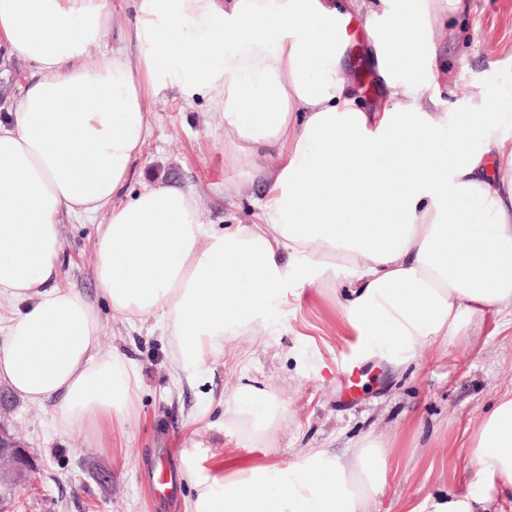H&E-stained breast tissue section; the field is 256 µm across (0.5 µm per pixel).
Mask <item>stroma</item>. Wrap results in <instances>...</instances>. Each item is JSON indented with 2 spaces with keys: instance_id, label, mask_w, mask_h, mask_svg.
<instances>
[{
  "instance_id": "1",
  "label": "stroma",
  "mask_w": 512,
  "mask_h": 512,
  "mask_svg": "<svg viewBox=\"0 0 512 512\" xmlns=\"http://www.w3.org/2000/svg\"><path fill=\"white\" fill-rule=\"evenodd\" d=\"M383 9L382 0H366L364 11L352 15L354 55L346 63L368 106L380 99L381 83L365 21ZM438 26L436 61L420 59L398 72V79L431 84L449 112L462 111L467 83H480L488 111L501 121L499 134L511 137L512 0H472L469 15L442 14ZM145 110L151 136L134 165L132 188L146 180L173 181L199 195L207 223L221 228L256 221L266 187L250 179L245 164L230 159L209 103L168 87L149 97ZM95 230V222L82 218L62 226L69 280L97 300ZM268 318L274 336L225 343L190 384L172 374L166 338L148 335L141 322L113 320L108 307H101L103 349L126 353L142 375L138 413L125 427L106 424L91 438L80 429L60 433L50 409L12 398L0 411V424L35 458L29 479L11 492L13 512H157L147 486L156 449H174L181 459L194 455L205 467L226 448L251 453V446L224 433L220 406L246 380L275 385L288 405L265 443L282 461H293L301 448L342 453L367 435L399 436L372 512H404L408 501L476 490L469 432L512 386L511 323L486 316L474 335L427 346L397 371L367 365L363 387L352 398L341 381L351 347L337 336L332 310L276 300Z\"/></svg>"
}]
</instances>
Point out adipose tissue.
<instances>
[{"label": "adipose tissue", "mask_w": 512, "mask_h": 512, "mask_svg": "<svg viewBox=\"0 0 512 512\" xmlns=\"http://www.w3.org/2000/svg\"><path fill=\"white\" fill-rule=\"evenodd\" d=\"M443 9L388 0L372 34L386 91L368 109L328 24L334 0H134L129 20L112 0H0V54L36 74L0 114V297L12 306L0 381L51 407L62 433L134 413L140 374L102 350L96 304L62 284V221L80 214L105 217L93 268L113 318H153L189 382L227 338L267 333L268 305L286 295L331 297L355 357L396 369L512 315V140L490 135L480 85L466 111L444 112L429 85L395 76L434 55L429 19ZM124 25L137 56L102 45ZM200 26L214 42L193 41ZM169 86L207 100L238 159H265L258 222L217 229L196 193L168 181L129 193L146 99ZM451 123L458 134L443 140ZM285 413L272 387L243 384L224 428L261 443ZM469 446L480 493L433 499L431 512H490L512 492V388ZM389 455L371 436L290 463L227 448L221 477L191 455L183 477L192 512H370Z\"/></svg>", "instance_id": "ef3b65f1"}]
</instances>
